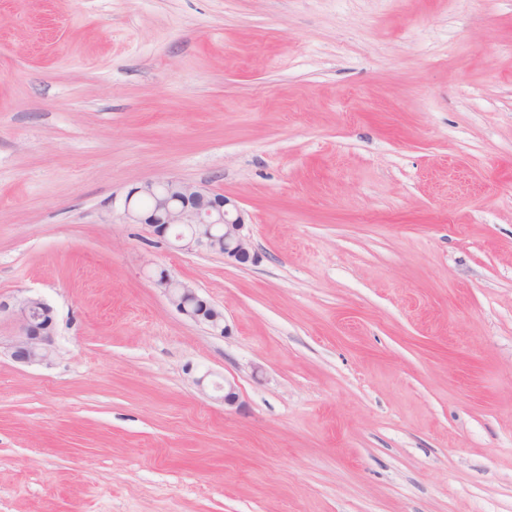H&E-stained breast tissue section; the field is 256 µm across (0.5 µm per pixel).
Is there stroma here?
Here are the masks:
<instances>
[{"mask_svg": "<svg viewBox=\"0 0 512 512\" xmlns=\"http://www.w3.org/2000/svg\"><path fill=\"white\" fill-rule=\"evenodd\" d=\"M169 176L259 262L127 223ZM22 294L57 330L0 354V512H512V0H0ZM154 281L180 314L220 335L227 334L224 312L192 285L175 279L166 270H161Z\"/></svg>", "mask_w": 512, "mask_h": 512, "instance_id": "35a3bbf8", "label": "stroma"}]
</instances>
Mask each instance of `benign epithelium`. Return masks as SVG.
Segmentation results:
<instances>
[{"label":"benign epithelium","instance_id":"1","mask_svg":"<svg viewBox=\"0 0 512 512\" xmlns=\"http://www.w3.org/2000/svg\"><path fill=\"white\" fill-rule=\"evenodd\" d=\"M151 200L145 209L141 200ZM123 214L131 224H145L160 238L171 237V245L180 251L213 253L220 240L224 250L218 254L238 265L255 264L258 253L245 233V214L232 200L208 188L176 177L147 181L131 189L123 203ZM176 310L190 320L219 334H227L224 311L200 295L192 285L162 270L155 276ZM0 315L16 324L17 333L8 346L10 358L22 365L44 364L54 352L55 317L53 308L35 295L11 297L0 301Z\"/></svg>","mask_w":512,"mask_h":512}]
</instances>
